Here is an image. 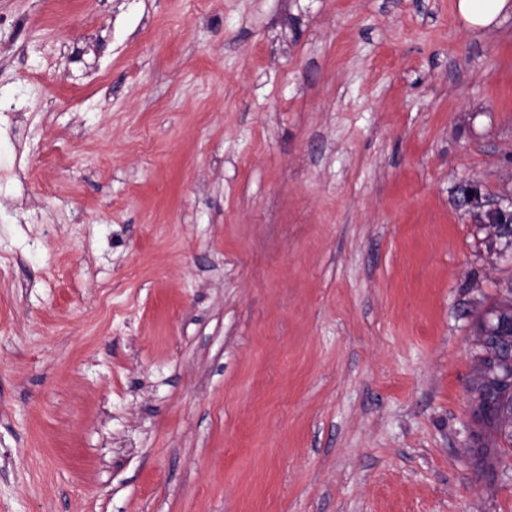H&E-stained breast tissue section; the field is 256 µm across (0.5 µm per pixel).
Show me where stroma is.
Wrapping results in <instances>:
<instances>
[{
	"instance_id": "stroma-1",
	"label": "stroma",
	"mask_w": 512,
	"mask_h": 512,
	"mask_svg": "<svg viewBox=\"0 0 512 512\" xmlns=\"http://www.w3.org/2000/svg\"><path fill=\"white\" fill-rule=\"evenodd\" d=\"M0 0V512H512L473 327L512 18ZM458 186L460 194L457 205L478 217L479 224L488 230L492 241L496 242L507 235L511 240L505 239V243L509 245L510 242L512 247V202L503 205L489 201L481 184L475 181L463 180Z\"/></svg>"
}]
</instances>
